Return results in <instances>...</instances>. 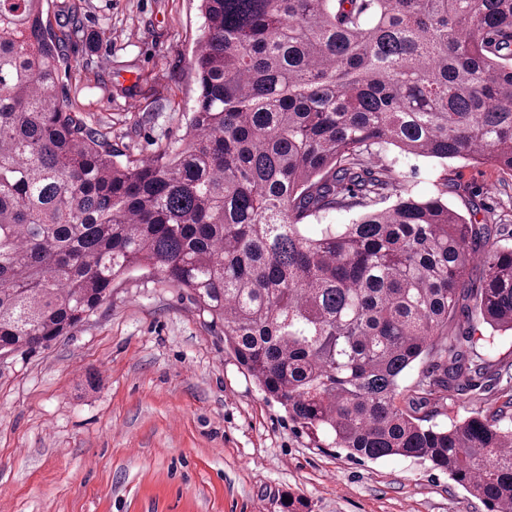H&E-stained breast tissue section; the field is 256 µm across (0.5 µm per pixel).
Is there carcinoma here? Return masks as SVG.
Here are the masks:
<instances>
[{
  "instance_id": "cac0c4a2",
  "label": "carcinoma",
  "mask_w": 512,
  "mask_h": 512,
  "mask_svg": "<svg viewBox=\"0 0 512 512\" xmlns=\"http://www.w3.org/2000/svg\"><path fill=\"white\" fill-rule=\"evenodd\" d=\"M45 2L0 0V354L49 346L151 268L316 447L428 461L512 512L506 411L442 427L414 408L486 370L448 337L460 299L512 333V246L372 162L393 146L512 171V0H201L189 135L126 161L64 109L80 6L59 3L58 35ZM395 200V197H392L389 200L380 201L379 203L367 208H355L350 212H333L329 214H323L320 215L317 219L311 220L309 224H348L357 213L365 211L366 209H382L391 205Z\"/></svg>"
}]
</instances>
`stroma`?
Wrapping results in <instances>:
<instances>
[{
	"label": "stroma",
	"instance_id": "35a3bbf8",
	"mask_svg": "<svg viewBox=\"0 0 512 512\" xmlns=\"http://www.w3.org/2000/svg\"><path fill=\"white\" fill-rule=\"evenodd\" d=\"M62 99L130 159L179 146L198 95L199 0H82ZM419 198L447 186L472 224L512 227V172L397 148L379 158ZM462 301L448 324L489 368L448 388L439 425L512 398V336ZM488 512L430 463L317 448L224 348V329L155 270L136 269L48 347L0 359V512Z\"/></svg>",
	"mask_w": 512,
	"mask_h": 512
}]
</instances>
